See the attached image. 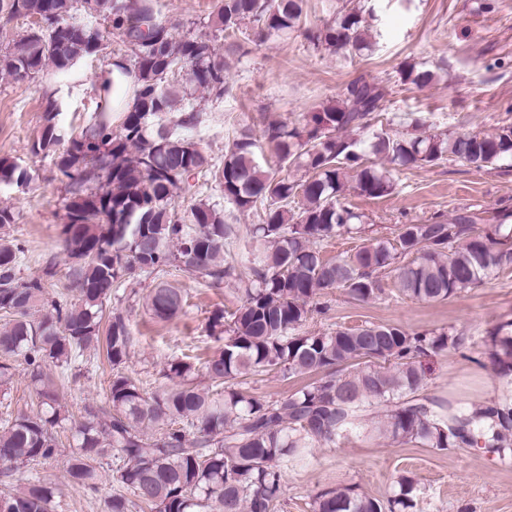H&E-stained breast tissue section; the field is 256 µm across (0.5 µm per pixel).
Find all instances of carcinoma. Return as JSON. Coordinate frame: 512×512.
<instances>
[{"label": "carcinoma", "mask_w": 512, "mask_h": 512, "mask_svg": "<svg viewBox=\"0 0 512 512\" xmlns=\"http://www.w3.org/2000/svg\"><path fill=\"white\" fill-rule=\"evenodd\" d=\"M303 0H216L210 35H198L158 17L156 0H0V14L33 24L0 47V76H59L104 53L108 24L128 54L119 59L134 76L133 103L118 112L110 91L62 151L54 95L44 99V126L32 150L57 155L69 201L61 251L70 261L68 291L45 304L46 282L58 273L57 256L43 259L41 274L17 275L24 245L0 236V385L12 383V361L25 365L38 408L0 424V467L43 464L59 448L56 429L69 411L60 385L44 368L68 367L88 352L116 369L105 404L86 407L73 428L65 462L68 481L96 491L100 461L115 455V491L106 512H276L288 466L313 448L352 437L389 439L429 448H477L512 458V403L480 408L452 402L434 408L419 398L424 384L420 355L456 349L467 337L451 330L411 332L391 323L320 332L303 329L322 290L342 288L356 300L382 293L380 275L396 272L399 294L445 301L512 263V210L486 224L466 211L450 222L403 224L394 240L371 236L355 252L325 258L321 242L368 232L365 215L340 201L347 184L360 194H392L385 163L433 165L453 157L476 169L512 166V124L493 132H412L393 137L374 129L384 111L380 87L357 78L341 101L305 116L303 127L272 123L264 138L279 161L300 173L282 178L259 160V143L238 131L216 165L192 132L205 104L227 91L224 55L216 42H256L300 27ZM319 49L359 55L370 48L362 13L341 10L328 25L306 30ZM434 73L415 64L402 79L422 88ZM218 186L224 200L259 223L246 228L256 241L248 260L232 258L239 228L217 203H196L181 215L180 194H198L199 178ZM28 171L0 159V185L22 186ZM301 199L293 211L288 205ZM181 271L209 283L233 281L241 305L225 320L215 310L209 327L224 345L205 362L211 386L194 382L193 365L166 364L171 384L142 391L117 371L132 346L129 318L108 307L112 290L138 277ZM147 304L160 320L176 316L184 295L160 284ZM491 333L490 358L498 375H512V336ZM276 371L309 381L276 400L250 394L247 379ZM399 492L379 499L338 486L317 492L310 512H405L415 506V482L398 480ZM55 489L35 477L21 489L0 491V512H55Z\"/></svg>", "instance_id": "carcinoma-1"}]
</instances>
